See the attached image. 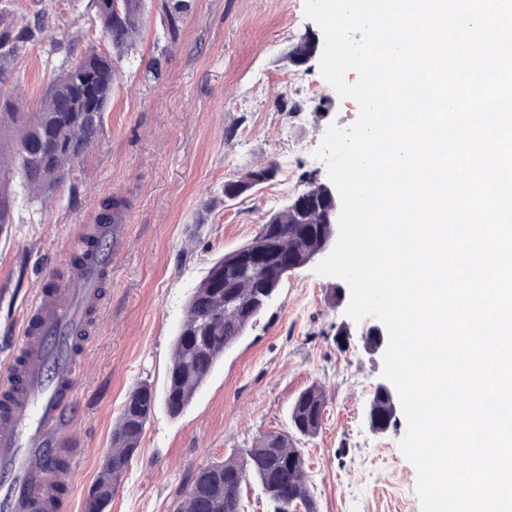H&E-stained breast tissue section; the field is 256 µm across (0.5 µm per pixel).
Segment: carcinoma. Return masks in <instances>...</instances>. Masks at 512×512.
I'll list each match as a JSON object with an SVG mask.
<instances>
[{
	"instance_id": "1",
	"label": "carcinoma",
	"mask_w": 512,
	"mask_h": 512,
	"mask_svg": "<svg viewBox=\"0 0 512 512\" xmlns=\"http://www.w3.org/2000/svg\"><path fill=\"white\" fill-rule=\"evenodd\" d=\"M145 0H112V7L96 9L103 33L112 49L121 55L139 36ZM48 28L45 17L36 15L25 24L0 14V74L5 64L34 42ZM116 69L108 57L89 51L79 57L46 88L35 111L22 110L16 98L0 95V231L13 223V178L30 198L50 194L62 184L74 163L86 157L103 131L104 116L112 101ZM278 166H255L239 179L224 182V198L237 199L259 185L257 175L276 177ZM123 198L114 195L101 203L100 223H117L125 213ZM321 203L308 202L303 211L286 205L261 225L248 246L269 247L263 258L228 272L226 254L209 269L194 288L172 349L163 402L167 413L180 416L213 371L224 352L233 347L253 325L255 317L246 303L262 296L266 284L276 276L277 260L288 254H303L317 243ZM156 395L146 383L137 384L127 395L112 429L111 451L88 493L86 512L93 503H109L129 462L136 455ZM325 407L317 386L298 396L290 423L295 432L313 436L321 428ZM288 435L260 437L239 457L198 468L177 502V512H240L243 485L254 479L262 488L269 512H292L311 500L306 487L305 465L288 469L297 455ZM289 471V480L276 486L267 480L272 468Z\"/></svg>"
}]
</instances>
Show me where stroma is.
I'll use <instances>...</instances> for the list:
<instances>
[{"label": "stroma", "instance_id": "1", "mask_svg": "<svg viewBox=\"0 0 512 512\" xmlns=\"http://www.w3.org/2000/svg\"><path fill=\"white\" fill-rule=\"evenodd\" d=\"M174 2L146 0L135 49L114 61L112 103L84 161L51 195L17 198L15 220L0 232L2 369L38 289L70 266L73 242L96 225L101 201L117 193L129 202V245L112 260L79 373L81 453L64 474L71 512H82L129 391L145 381L163 393L193 288L309 180L328 182L314 153L330 124L350 127L360 113L322 76L319 57L300 67L285 59L301 38L323 37L304 15L305 0H190L172 39L165 30ZM0 9L17 22L50 19L0 84L25 109L76 56L112 51L93 0H0ZM269 161L278 166L273 180L222 200L225 180ZM350 295L314 264L291 272L180 417L156 404L105 512H173L200 466L290 431L294 401L314 385L326 401L322 427L294 443L317 512H422L400 449L405 417L378 432L367 416L384 356L366 349L365 334L380 321L346 316Z\"/></svg>", "mask_w": 512, "mask_h": 512}]
</instances>
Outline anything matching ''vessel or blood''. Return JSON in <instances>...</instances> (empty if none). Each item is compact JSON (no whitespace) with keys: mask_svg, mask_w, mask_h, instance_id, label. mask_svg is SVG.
Wrapping results in <instances>:
<instances>
[{"mask_svg":"<svg viewBox=\"0 0 512 512\" xmlns=\"http://www.w3.org/2000/svg\"><path fill=\"white\" fill-rule=\"evenodd\" d=\"M97 260L70 267L57 287L42 289L28 309L0 371V474L9 481L7 512H68V497L49 479L59 432L75 408L86 334L98 317L112 258L126 245L124 227L109 226Z\"/></svg>","mask_w":512,"mask_h":512,"instance_id":"obj_1","label":"vessel or blood"}]
</instances>
